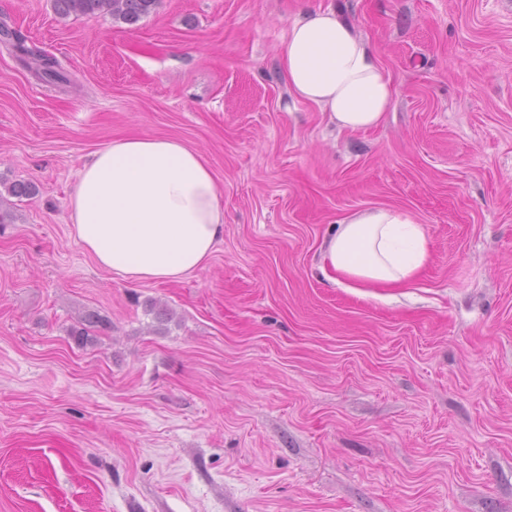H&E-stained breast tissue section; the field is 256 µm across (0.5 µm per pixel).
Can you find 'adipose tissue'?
<instances>
[{"mask_svg":"<svg viewBox=\"0 0 512 512\" xmlns=\"http://www.w3.org/2000/svg\"><path fill=\"white\" fill-rule=\"evenodd\" d=\"M279 60L292 93L339 129L378 127L394 90L365 39L332 11L296 21ZM77 240L103 269L140 282H176L201 269L224 236L215 176L198 151L138 137L94 152L69 200ZM430 257L424 224L389 207L364 210L326 238L320 270L345 288L400 287Z\"/></svg>","mask_w":512,"mask_h":512,"instance_id":"obj_1","label":"adipose tissue"}]
</instances>
